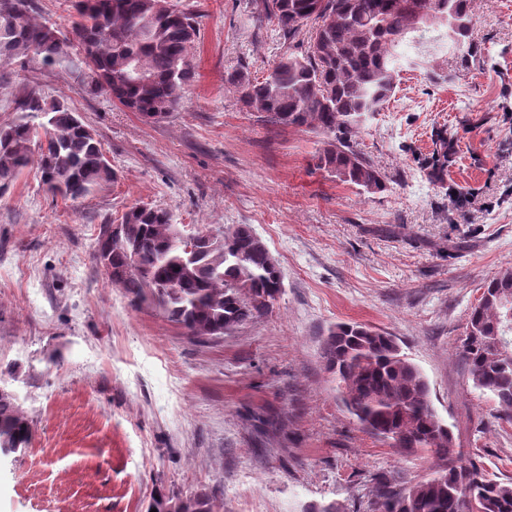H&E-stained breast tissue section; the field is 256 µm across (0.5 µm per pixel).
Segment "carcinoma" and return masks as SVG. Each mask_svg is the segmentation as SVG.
<instances>
[{
  "instance_id": "1",
  "label": "carcinoma",
  "mask_w": 512,
  "mask_h": 512,
  "mask_svg": "<svg viewBox=\"0 0 512 512\" xmlns=\"http://www.w3.org/2000/svg\"><path fill=\"white\" fill-rule=\"evenodd\" d=\"M73 33L93 81L113 101L147 122L177 111L196 77L193 63L200 15L159 0H72ZM245 12L296 36L313 24L302 54L283 56L266 75L237 72L227 84L247 111L285 127L322 136L313 169L375 194L387 190L378 169L355 149L354 137L383 111L395 88L397 49L418 31L417 12L429 27L467 46L463 64L477 61L470 40L472 0H246ZM70 45L49 21L33 14L31 0H0V58L62 65ZM143 78H133L131 69ZM21 119L0 125V189L30 165L54 195L77 200L115 177L95 133L67 103L33 91L16 103ZM39 118L38 125L30 119ZM435 159L430 177L444 181L450 147ZM176 231L165 208L138 204L104 229L98 246L107 254L106 274L134 308H155L196 343H206L267 314L282 294V276L268 247L249 224L219 235L200 232L195 250L172 245ZM136 257L138 271L129 270ZM512 269L483 288L472 308L461 355L475 388L491 394L500 418L512 422ZM322 356L336 377L347 411L367 433L397 448L427 452L438 460L432 476L406 487L383 474L372 477L366 512H512V482L487 470L452 445L453 434L437 417L428 382L395 337L362 323L328 331ZM33 431L15 395L0 386V448L15 454L29 447ZM201 495L158 494L157 512H214Z\"/></svg>"
}]
</instances>
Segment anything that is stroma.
<instances>
[{
	"mask_svg": "<svg viewBox=\"0 0 512 512\" xmlns=\"http://www.w3.org/2000/svg\"><path fill=\"white\" fill-rule=\"evenodd\" d=\"M201 15L196 78L157 123L66 67L0 63V125L30 90L64 98L116 173L77 200L28 167L0 193V367L27 415L28 449L0 456V512H146L156 493L202 494L224 512H365L372 475L408 485L437 463L366 433L345 410L321 346L330 326L397 336L464 453L512 480V424L473 387L460 355L485 281L512 268V0H473L479 64L437 33L406 61L356 149L385 178L363 194L309 162L321 137L246 111L226 84L303 52L242 0H184ZM448 70L435 84L431 70ZM444 182L429 176L437 132ZM218 234L251 225L283 275L272 310L223 339L190 342L130 307L96 258L103 225L133 205Z\"/></svg>",
	"mask_w": 512,
	"mask_h": 512,
	"instance_id": "35a3bbf8",
	"label": "stroma"
}]
</instances>
